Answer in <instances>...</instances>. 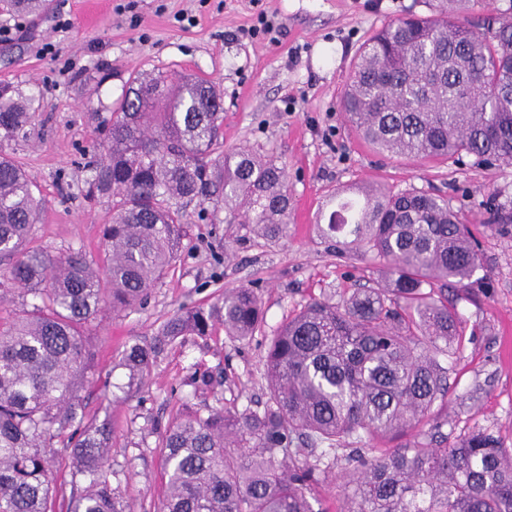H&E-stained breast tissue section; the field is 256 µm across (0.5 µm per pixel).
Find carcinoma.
<instances>
[{"label": "carcinoma", "mask_w": 512, "mask_h": 512, "mask_svg": "<svg viewBox=\"0 0 512 512\" xmlns=\"http://www.w3.org/2000/svg\"><path fill=\"white\" fill-rule=\"evenodd\" d=\"M45 0H0V13L36 14ZM344 111L376 149L459 164L512 165V12L480 21L410 16L374 34L353 64ZM220 92L196 79L135 75L105 124L98 191L112 193L102 263L81 252L26 247L37 221L35 184L0 154V275L30 307L0 318V512H134L105 467L108 420L86 418L81 392L96 370L84 328L102 304L148 298L171 266L188 205L210 189L224 223L266 239L288 236V175L273 160L223 148ZM27 105L0 93V141L24 131ZM489 224H512V203L492 196ZM468 215L448 198L364 184L336 194L320 225L336 253L384 263L380 284L309 302L273 331L264 363L269 398L256 409L190 411L166 431L161 512H317L314 489L336 468L344 512H512V448L481 427L453 443L448 373L440 357L461 343L448 288H470L481 254ZM237 340L264 326L256 291H224L205 309L177 310L149 344L122 355L129 385L150 375L165 347L207 336ZM418 430L422 440L369 456L376 438ZM76 461L70 488L50 476L48 449Z\"/></svg>", "instance_id": "carcinoma-1"}]
</instances>
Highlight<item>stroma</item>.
<instances>
[{"mask_svg":"<svg viewBox=\"0 0 512 512\" xmlns=\"http://www.w3.org/2000/svg\"><path fill=\"white\" fill-rule=\"evenodd\" d=\"M444 7L445 0H48L35 15L0 14V28L11 30L0 37V90L32 101L24 135L0 143L37 185L32 247L98 258L112 208L111 195L91 186L105 156L101 132L138 73L214 85L223 96L225 146L266 156L288 173L289 237L228 244L238 225L213 222V200L192 202L178 257L147 301L118 314L104 306L88 326L98 367L82 391L86 412L112 424L107 468L135 512L160 506L158 444L184 408L256 406L267 397L264 356L283 319L311 298L382 279V261L326 251L317 223L336 190L377 182L441 193L456 208L478 207L493 194L512 200V165L383 156L342 109L363 43L407 14L432 18ZM262 14L280 25L277 38L251 36ZM470 232L482 264L474 288L448 292L464 333L448 358L443 431L453 440L482 427L512 447V224L494 231L477 223ZM241 286L262 301V332L240 341L218 325L210 336L187 337L128 389L119 365L126 346L151 340L179 308L213 304Z\"/></svg>","mask_w":512,"mask_h":512,"instance_id":"1","label":"stroma"}]
</instances>
